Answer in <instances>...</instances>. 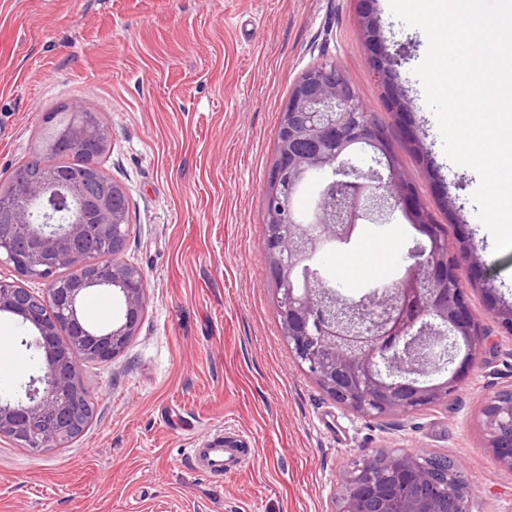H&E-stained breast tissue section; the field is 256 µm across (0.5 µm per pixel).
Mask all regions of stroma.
<instances>
[{"label":"stroma","mask_w":512,"mask_h":512,"mask_svg":"<svg viewBox=\"0 0 512 512\" xmlns=\"http://www.w3.org/2000/svg\"><path fill=\"white\" fill-rule=\"evenodd\" d=\"M372 10L388 49L403 47L401 111L388 109L361 16ZM420 34L389 0H0V186L37 146L49 112H97L109 144L104 171L125 189L129 235L120 261L145 276L141 322L125 350L85 361L95 402L78 437L32 453L0 437V512H335L339 472L383 448L454 459L473 512H512V469L494 458L483 410L512 387V336L490 312L512 304V250L497 255L472 199L474 180L444 154L414 68ZM333 63L364 112L384 125L400 170L451 244L462 228L475 263L457 277L485 337L447 399L381 418L337 403L293 359L280 328L277 290L264 264L265 188L291 88ZM417 132V139L406 136ZM413 229L363 226L388 246L383 277L326 275L348 296L396 279ZM491 290L474 285L476 273ZM19 368L32 372L26 329L0 314ZM230 433L249 463L215 478L187 456Z\"/></svg>","instance_id":"stroma-1"}]
</instances>
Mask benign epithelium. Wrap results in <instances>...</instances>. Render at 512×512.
<instances>
[{"instance_id":"1","label":"benign epithelium","mask_w":512,"mask_h":512,"mask_svg":"<svg viewBox=\"0 0 512 512\" xmlns=\"http://www.w3.org/2000/svg\"><path fill=\"white\" fill-rule=\"evenodd\" d=\"M363 25L389 106L398 110L403 91L391 81L397 59L386 50L372 13L364 12ZM360 111L335 64L314 66L295 82L281 113L265 191V223L282 224L285 232L266 246L265 261L280 294L282 333L297 364L339 404L379 417L447 398L483 336L456 277L460 262L473 256L448 249L440 225L431 223L402 176L384 132L368 116L352 122ZM63 138L69 150L98 154L108 132L96 123L69 128ZM42 167L37 181L16 180L0 189V265L17 275L15 281L0 280V313L27 325L30 335L21 345L43 357L21 395L0 398V437L34 453L70 438L85 391L79 363L108 361L122 351L141 321L145 281L140 268L115 260L116 230L124 224L115 190L106 184L92 195L80 190L79 172H65L51 158ZM314 173L329 180L314 187L305 221L290 224L293 187ZM398 208L419 225L421 244L396 287L348 298L336 288L316 287L325 281L321 273L306 288L289 287L304 261L321 257L337 239L352 241L362 224L392 223ZM60 270L76 278L61 284ZM27 279H40L45 288L32 292L22 286ZM91 288H110L123 300V318L104 331L89 329L81 313L82 296ZM491 314L512 335V305L493 306ZM481 425L496 460L512 468L511 388L488 401ZM388 455L390 466L379 478H361L378 467L376 454L339 473L337 512H471V489L454 461H448L443 488L416 496L412 488L438 484L428 457Z\"/></svg>"}]
</instances>
